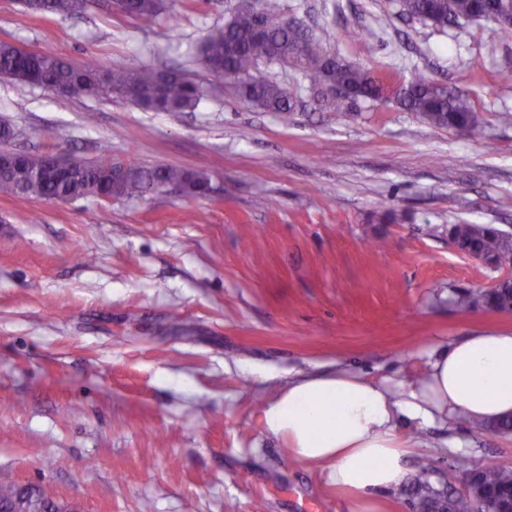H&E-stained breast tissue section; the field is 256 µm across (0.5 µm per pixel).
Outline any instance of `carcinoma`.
Here are the masks:
<instances>
[{"mask_svg": "<svg viewBox=\"0 0 512 512\" xmlns=\"http://www.w3.org/2000/svg\"><path fill=\"white\" fill-rule=\"evenodd\" d=\"M489 16L512 12V0H399L401 13L446 26L450 21H471L474 5ZM33 13H51L69 18L84 12L91 0H20ZM165 8V0H128L122 13L150 20ZM278 0H241L224 27L211 34L200 47L202 62L213 61L223 67L224 80L245 102L277 112L283 119L295 111L288 91L280 84L253 74L259 63H279L300 67L310 81L332 90L343 86L357 99L397 100L422 120L437 128L453 129L472 140L485 138V124L470 100L418 75L401 89L390 88L348 62L330 59L322 43L300 26L278 17ZM38 73L42 83L61 95L102 97L117 94L154 112H183L198 105L202 91L194 81L174 70L76 66L52 53L25 54L18 47L0 43V77L28 83L27 73ZM114 162L108 157L88 161L71 175L58 179L45 177L41 154H31L25 165L0 190L26 199L70 200L94 196L110 201L142 198L165 186L180 188L189 198L208 195L211 175L203 167L186 169L177 166L144 167L131 165L132 174L112 176ZM448 235L475 252L497 255L499 266L512 268V235L488 224H451ZM512 288L498 296H488L483 289H469L457 296L464 307L484 306L497 310L508 302ZM488 485H512V471L494 463L479 467ZM21 503L22 512H60L62 505L43 492L18 484L0 485V504Z\"/></svg>", "mask_w": 512, "mask_h": 512, "instance_id": "obj_1", "label": "carcinoma"}]
</instances>
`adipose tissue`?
<instances>
[{
	"label": "adipose tissue",
	"mask_w": 512,
	"mask_h": 512,
	"mask_svg": "<svg viewBox=\"0 0 512 512\" xmlns=\"http://www.w3.org/2000/svg\"><path fill=\"white\" fill-rule=\"evenodd\" d=\"M425 424L438 416L491 424L512 417V332L482 331L451 345L420 388L402 399L345 370L289 382L263 413L267 432L287 440L300 463L325 462L353 512H371L376 494L409 472L396 417Z\"/></svg>",
	"instance_id": "obj_1"
}]
</instances>
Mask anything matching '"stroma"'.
<instances>
[{"mask_svg": "<svg viewBox=\"0 0 512 512\" xmlns=\"http://www.w3.org/2000/svg\"><path fill=\"white\" fill-rule=\"evenodd\" d=\"M238 3L167 0L142 21L110 0L68 19L0 0V42L76 65L176 68L204 90L196 109L168 113L0 77L10 148L203 163L213 186L111 202L0 191V484L72 512H349L324 465L296 462L265 430L264 406L294 378L339 368L413 385L449 343L512 330V312L457 306L501 273L448 240L452 224L512 233V82L499 79L512 35L436 27L396 0H280V18L371 76L423 74L469 98L488 137L393 101L340 117L302 69L261 64L296 104L284 120L197 55ZM396 432L414 452L378 512H412L420 481L458 497L482 463L512 470V432L462 419Z\"/></svg>", "mask_w": 512, "mask_h": 512, "instance_id": "35a3bbf8", "label": "stroma"}]
</instances>
